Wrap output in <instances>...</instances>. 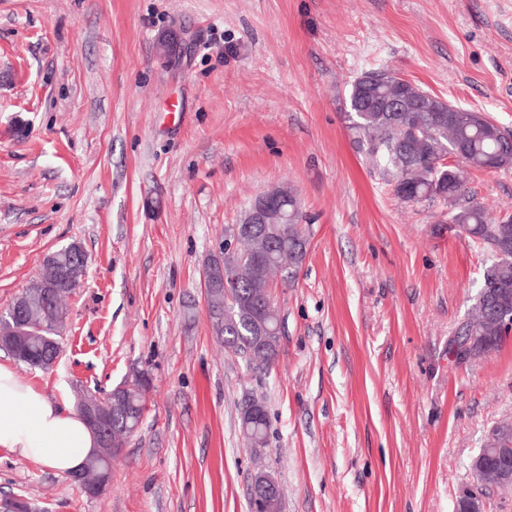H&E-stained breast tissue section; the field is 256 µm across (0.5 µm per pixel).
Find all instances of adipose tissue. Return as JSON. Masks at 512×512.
<instances>
[{
  "label": "adipose tissue",
  "instance_id": "1",
  "mask_svg": "<svg viewBox=\"0 0 512 512\" xmlns=\"http://www.w3.org/2000/svg\"><path fill=\"white\" fill-rule=\"evenodd\" d=\"M97 446L77 411L53 402L14 369L0 364V448L69 474Z\"/></svg>",
  "mask_w": 512,
  "mask_h": 512
}]
</instances>
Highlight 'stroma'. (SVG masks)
<instances>
[{"label": "stroma", "instance_id": "35a3bbf8", "mask_svg": "<svg viewBox=\"0 0 512 512\" xmlns=\"http://www.w3.org/2000/svg\"><path fill=\"white\" fill-rule=\"evenodd\" d=\"M165 37L185 39L173 62ZM389 69L512 132V0H0V309L71 242L87 275L48 370L0 364L54 402L152 378L138 431L89 496L0 448V498L38 512H453L487 431L512 420V336L455 364L491 256L441 201L399 199L347 134L345 100ZM28 122L17 136V121ZM290 186L310 247L274 292L280 353L216 343L201 270L248 201ZM492 214L512 171L470 172ZM267 407L266 445L241 412ZM277 484L268 477H255L250 490L251 512H272Z\"/></svg>", "mask_w": 512, "mask_h": 512}]
</instances>
